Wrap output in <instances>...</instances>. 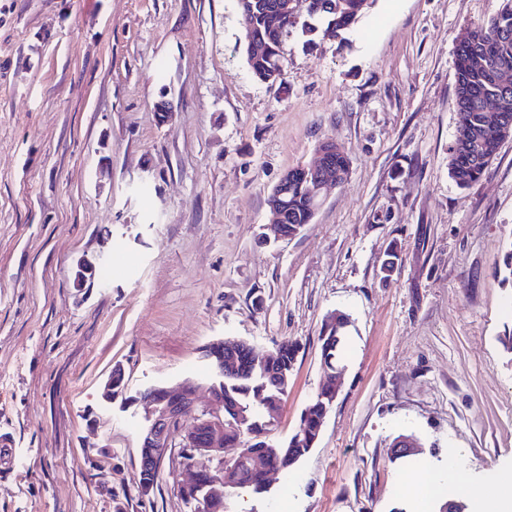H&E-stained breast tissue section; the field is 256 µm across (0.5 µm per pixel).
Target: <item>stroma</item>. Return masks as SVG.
I'll return each instance as SVG.
<instances>
[{
	"mask_svg": "<svg viewBox=\"0 0 512 512\" xmlns=\"http://www.w3.org/2000/svg\"><path fill=\"white\" fill-rule=\"evenodd\" d=\"M496 7L374 0L339 37L291 34L271 85L237 0H0V512H195L171 463L136 487L138 394L190 377L208 401L207 345L295 340L268 419L286 441L337 311L345 381L314 448L230 512H418L424 467L512 477V138L480 182L448 175L456 41ZM327 139L346 181L298 235L268 237L272 186ZM83 256L111 274L75 287ZM401 435L415 455L393 456Z\"/></svg>",
	"mask_w": 512,
	"mask_h": 512,
	"instance_id": "35a3bbf8",
	"label": "stroma"
}]
</instances>
